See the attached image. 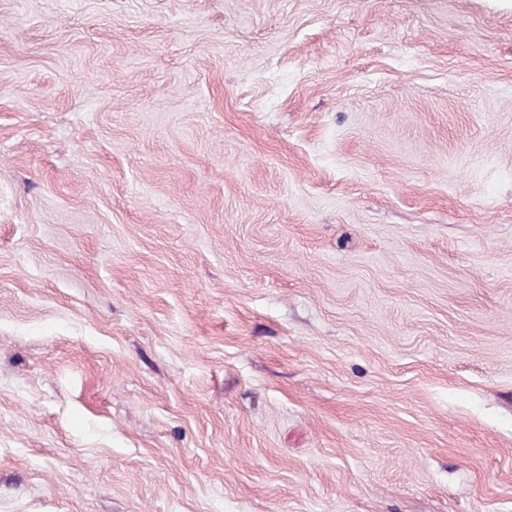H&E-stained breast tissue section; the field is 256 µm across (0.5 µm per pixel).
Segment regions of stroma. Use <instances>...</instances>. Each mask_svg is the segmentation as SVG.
Segmentation results:
<instances>
[{"label": "stroma", "instance_id": "stroma-1", "mask_svg": "<svg viewBox=\"0 0 512 512\" xmlns=\"http://www.w3.org/2000/svg\"><path fill=\"white\" fill-rule=\"evenodd\" d=\"M0 512H512V0H0Z\"/></svg>", "mask_w": 512, "mask_h": 512}]
</instances>
